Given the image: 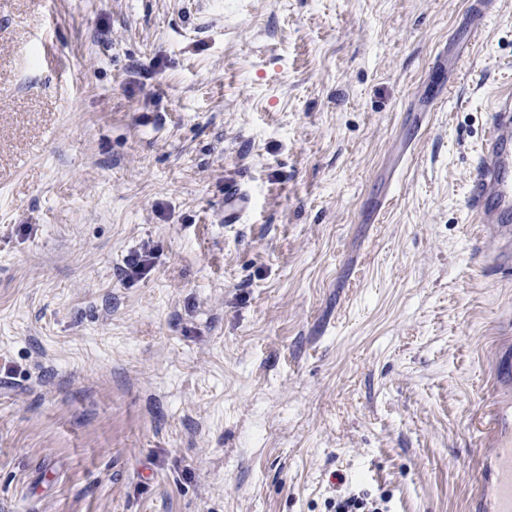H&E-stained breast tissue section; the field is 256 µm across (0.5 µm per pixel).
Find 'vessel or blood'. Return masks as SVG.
Segmentation results:
<instances>
[{
    "label": "vessel or blood",
    "mask_w": 512,
    "mask_h": 512,
    "mask_svg": "<svg viewBox=\"0 0 512 512\" xmlns=\"http://www.w3.org/2000/svg\"><path fill=\"white\" fill-rule=\"evenodd\" d=\"M498 0H469L467 32L477 37L486 27L492 5ZM487 138L477 158L465 199L476 223L496 229L512 223V92L495 101ZM253 206L247 191L237 184L224 187V221L241 223ZM486 479L480 495L485 512H512V439L503 438L500 448L484 465Z\"/></svg>",
    "instance_id": "b4317fda"
}]
</instances>
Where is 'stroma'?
I'll list each match as a JSON object with an SVG mask.
<instances>
[{
    "mask_svg": "<svg viewBox=\"0 0 512 512\" xmlns=\"http://www.w3.org/2000/svg\"><path fill=\"white\" fill-rule=\"evenodd\" d=\"M466 2L0 0V512H469L512 434L464 205L512 2L462 53ZM253 206L252 198L247 191L237 184L224 185V222L239 224ZM154 251H144L128 259L123 275L126 280L142 278L151 271L153 265ZM388 499L375 497L365 491H348L336 495L330 506L334 512H389Z\"/></svg>",
    "mask_w": 512,
    "mask_h": 512,
    "instance_id": "1",
    "label": "stroma"
}]
</instances>
